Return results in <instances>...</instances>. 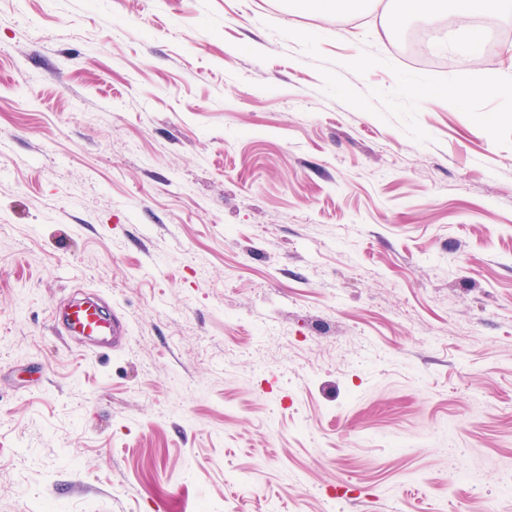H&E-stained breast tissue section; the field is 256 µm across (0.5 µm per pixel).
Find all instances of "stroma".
<instances>
[{
    "mask_svg": "<svg viewBox=\"0 0 512 512\" xmlns=\"http://www.w3.org/2000/svg\"><path fill=\"white\" fill-rule=\"evenodd\" d=\"M461 25L0 0V512H512V37ZM71 336L93 337L100 346L116 348L120 345L122 325L119 319L107 317L98 304L71 305L58 315Z\"/></svg>",
    "mask_w": 512,
    "mask_h": 512,
    "instance_id": "35a3bbf8",
    "label": "stroma"
}]
</instances>
